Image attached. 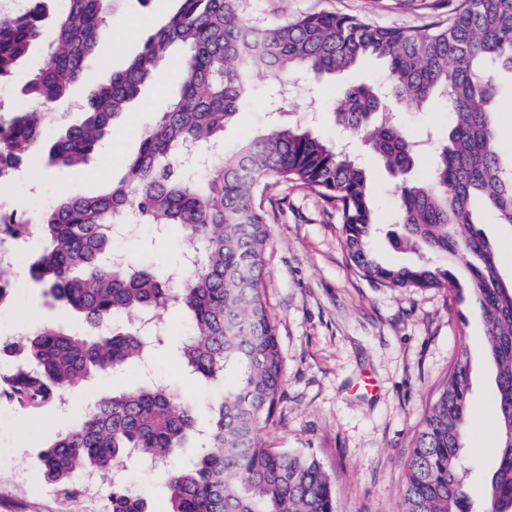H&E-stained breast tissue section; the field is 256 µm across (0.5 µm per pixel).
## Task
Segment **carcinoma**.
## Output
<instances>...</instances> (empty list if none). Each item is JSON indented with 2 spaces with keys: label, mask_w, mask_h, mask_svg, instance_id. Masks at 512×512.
<instances>
[{
  "label": "carcinoma",
  "mask_w": 512,
  "mask_h": 512,
  "mask_svg": "<svg viewBox=\"0 0 512 512\" xmlns=\"http://www.w3.org/2000/svg\"><path fill=\"white\" fill-rule=\"evenodd\" d=\"M22 2L11 21L0 22V81L38 45L45 64L22 86L23 105L0 116V153L16 163L43 148L54 165H85L175 50L181 91L141 132L119 182L42 212L48 245L30 258V278L80 313L91 335L43 324L0 341V359L25 361L0 373V398L37 412L68 387L144 363L166 337L142 323L169 306L189 315L190 334L177 346L186 368L212 385L231 383L207 404L206 449L190 460L183 450L201 435L194 406L150 384L99 397L42 452L47 482L64 489L88 473L108 474L132 450L169 465L168 512H335L331 485L314 457L267 448L259 438L273 422L285 381L263 289L270 230L262 197L271 183L286 181L339 204L350 260L369 280L395 290L457 293L455 262H465L496 368L499 460L483 512H512V281L502 278L497 250L475 221L488 208L512 227V165L502 163L498 150L504 99L497 81L501 72L512 74V0H458L447 24L421 32L332 12L257 23L245 17L243 0H178L123 69L99 77L83 121L58 136L51 134L47 106L66 97L98 56L110 36L114 0H66L54 15L46 0ZM367 56L388 62L389 91L353 87L331 116L348 135L366 139L398 178L402 233L393 243L431 255L413 265L376 259L377 221L364 169L301 125L274 123L202 175L184 161L188 150L215 143L254 104V69L283 90L300 73L334 75ZM438 95L452 121L427 173L415 178L416 144L385 109H421ZM122 215L179 230L188 266L159 273L104 262L114 218ZM469 398L468 360L461 356L417 432L401 512H470L460 477ZM107 501L106 512H147L118 483L109 484Z\"/></svg>",
  "instance_id": "obj_1"
}]
</instances>
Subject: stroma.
I'll list each match as a JSON object with an SVG mask.
<instances>
[{"instance_id":"35a3bbf8","label":"stroma","mask_w":512,"mask_h":512,"mask_svg":"<svg viewBox=\"0 0 512 512\" xmlns=\"http://www.w3.org/2000/svg\"><path fill=\"white\" fill-rule=\"evenodd\" d=\"M456 2L246 0V13L253 21L264 22L326 11L422 31L447 22ZM172 7V0H120L114 13L120 28L112 33V52L106 59H94L70 95L55 105L60 125L80 120L101 66L123 69ZM176 70L172 60L162 66L161 79L145 87L115 120L100 151L84 168L52 167L37 153L0 182V200L30 226L20 250L22 259L12 268L16 286L0 303V338L12 337L36 319L82 332L72 312L45 297L28 274L26 256L43 246L39 217L64 196L96 195L107 182L122 177L125 159L138 150L141 130L177 95ZM386 72L384 61L371 58L331 80L295 77L280 102L285 119L306 124L333 141L343 138L329 115L311 111V103L331 102L361 82L383 84ZM255 81L259 97L249 111L225 127V152L268 128L271 81L263 72L256 74ZM396 113L413 136L448 127V112L440 99L419 110L400 106ZM348 148L367 170L374 212L382 226L371 242L373 254L386 264L417 261L413 250L392 244L398 230L392 177L360 140L349 139ZM264 206L271 238L264 291L284 356L285 384L274 423L260 433L262 442L315 456L331 484L336 512H399L405 465L416 434L464 353L470 363L472 409L461 476L467 496L474 506H481L497 463L491 406L496 371L488 356L482 315L469 295L458 298L443 289L393 290L366 280L349 259L336 202L304 186L272 184L264 193ZM112 250L134 265L161 271L179 263L182 242L179 231L161 237L153 225L126 222L120 224ZM160 318L171 345L154 353L147 366L135 364L66 390L62 400L36 413L0 399V512H76L73 503L62 500L46 482L39 455L102 394L149 382L196 403L216 395V387L193 377L177 355L175 346L189 331L186 315L164 310ZM113 478L142 497L149 512H164L163 465L131 456L116 468Z\"/></svg>"}]
</instances>
